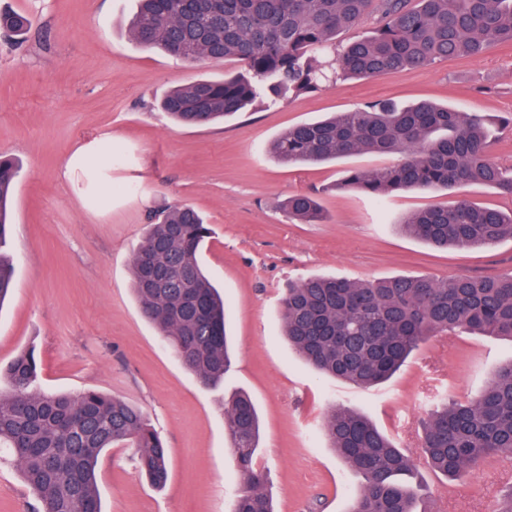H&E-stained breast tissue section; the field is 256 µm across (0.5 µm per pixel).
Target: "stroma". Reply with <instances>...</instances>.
Returning a JSON list of instances; mask_svg holds the SVG:
<instances>
[{"mask_svg": "<svg viewBox=\"0 0 512 512\" xmlns=\"http://www.w3.org/2000/svg\"><path fill=\"white\" fill-rule=\"evenodd\" d=\"M33 27L19 48L0 39V156L17 159L13 190L16 289L0 307V367L34 349L42 385L87 389L142 408L171 453L170 478L155 488L135 449L101 457L102 512H232L240 480L224 431V403L238 392L261 419L257 461L275 512H350L361 479L320 430L331 404L357 410L411 455L419 423L442 394L474 399L492 371L512 361V339L460 329L430 337L372 391L323 377L289 346L280 319L288 281L307 276L447 278L512 271V240L435 248L402 232L410 214L447 202L441 191H408L377 202L342 187L349 169L387 165L359 154L285 166L267 152L289 126L369 102L429 99L465 112L512 113V46L480 58L352 79L256 104L216 126L173 124L159 108L172 87L239 72L233 61L187 63L132 40L135 0H7ZM112 139L106 173L93 165L62 179L74 147ZM313 195L328 220L288 219V194ZM181 203L212 234L200 259L223 289L233 365L203 387L173 356L133 293L131 258L147 215ZM433 512H495L512 470L490 457L458 480L427 467L415 475ZM16 462L0 450V512H33Z\"/></svg>", "mask_w": 512, "mask_h": 512, "instance_id": "stroma-1", "label": "stroma"}]
</instances>
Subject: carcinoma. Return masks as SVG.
<instances>
[{
	"mask_svg": "<svg viewBox=\"0 0 512 512\" xmlns=\"http://www.w3.org/2000/svg\"><path fill=\"white\" fill-rule=\"evenodd\" d=\"M129 32L147 50L188 62L237 60L249 75L199 79L170 90L160 106L186 126L213 125L257 101L274 104L314 91L330 78L378 77L424 68L438 59L480 57L512 45V0H137ZM369 18L374 33L336 46V38ZM31 20L0 13V35L23 41ZM494 119L433 101L399 107L370 102L288 127L268 147L280 163H322L359 153L397 155L371 171H348L344 184L374 200L409 188L486 186L512 197V168L486 159ZM19 168L0 159V245L12 234L10 198ZM301 224H322L316 199L294 193L284 203ZM438 247L491 246L512 240V212L466 199L419 210L402 224ZM209 237L202 216L173 206L152 217L133 252L134 292L143 315L174 357L207 387L224 382L231 365L224 297L206 275L199 251ZM173 288H155L153 271ZM15 288L13 259L0 251V304ZM288 344L317 372L370 391L388 380L429 337L457 329L512 339V273L445 280L395 276L350 280L313 276L288 283L281 298ZM0 447L13 455L38 512H101L98 466L108 448L130 444L155 486L166 484L168 449L141 409L96 390L47 392L33 351L0 373ZM224 427L241 479L234 512H274L257 464L259 416L238 393L224 404ZM322 431L362 486L351 512H433L418 508L417 469L406 451L366 417L328 407ZM489 456L512 459V362L496 368L481 396H443L421 420L420 462L458 478Z\"/></svg>",
	"mask_w": 512,
	"mask_h": 512,
	"instance_id": "1",
	"label": "carcinoma"
}]
</instances>
